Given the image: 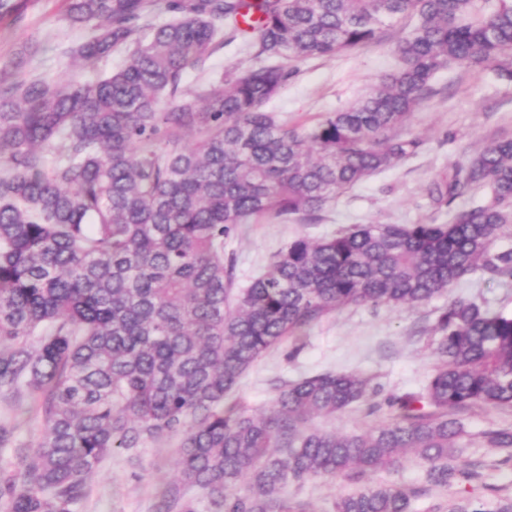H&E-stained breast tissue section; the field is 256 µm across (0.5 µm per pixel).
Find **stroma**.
I'll list each match as a JSON object with an SVG mask.
<instances>
[{
    "label": "stroma",
    "instance_id": "stroma-1",
    "mask_svg": "<svg viewBox=\"0 0 512 512\" xmlns=\"http://www.w3.org/2000/svg\"><path fill=\"white\" fill-rule=\"evenodd\" d=\"M62 9L63 0H28L18 18L0 20V66L8 65L22 51L29 60L28 74L46 80L66 73L85 77V69L66 49L84 39L87 31L60 22ZM400 33V27H389L380 45L298 63L274 111L289 126L300 129L326 113L346 108L393 69L392 46ZM210 65V73L191 70L185 74V94L199 92L211 73L249 67L243 38H234L217 50ZM432 88L405 128L423 141L416 155L342 193L315 221L285 224L269 218L240 226L224 248L225 258L234 262L235 287L247 285L277 252L300 236L323 238L352 224L445 221V213L435 210L427 189L454 167L468 164L495 138L512 137V81L499 78L489 68L454 65L435 76ZM452 294L512 314V280L489 284L471 275L462 278ZM447 303L443 296L411 308L352 305L332 311L270 349L245 374L228 401L253 413L264 412L271 408L282 384L324 371L355 373L371 377L376 395L341 414L312 417L310 427L352 433L388 422L390 396L418 391L433 369L432 330ZM177 444L173 438L146 445L134 461L123 453L112 454L92 475L81 512H155L158 493L176 479ZM455 463L477 466L481 481L433 487L425 481L426 464L409 460L394 471L315 478L304 486L289 487L287 494L303 502L308 512H330L340 496L395 482L417 489L413 512H435L452 499L487 498L491 485L512 492V461L504 450L465 448Z\"/></svg>",
    "mask_w": 512,
    "mask_h": 512
}]
</instances>
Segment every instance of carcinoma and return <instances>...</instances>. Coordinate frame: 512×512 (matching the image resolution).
Masks as SVG:
<instances>
[{"mask_svg": "<svg viewBox=\"0 0 512 512\" xmlns=\"http://www.w3.org/2000/svg\"><path fill=\"white\" fill-rule=\"evenodd\" d=\"M66 0L61 20L90 30L68 53L83 67L122 49L97 78L0 76V402L32 400L40 441L0 421V512H78L114 452L138 457L178 438V481L158 512H306L288 487L313 478L429 464L426 482L480 477L452 465L474 442L512 448V427L472 438L451 414L512 409V316L456 296L434 327L421 389L393 395V418L360 433L307 427L375 394L369 377L323 372L284 385L264 414L224 399L271 348L350 305L407 307L466 275L512 279V138L486 146L428 193L448 221L355 224L299 237L232 292L224 246L259 217L313 220L337 195L414 156L400 133L450 65L512 80V0ZM414 17L397 68L309 128L268 106L292 62L376 45ZM256 64L181 95L224 35ZM478 189L490 197L454 201ZM401 484L342 496L332 512H412ZM448 512H512V495Z\"/></svg>", "mask_w": 512, "mask_h": 512, "instance_id": "cac0c4a2", "label": "carcinoma"}]
</instances>
